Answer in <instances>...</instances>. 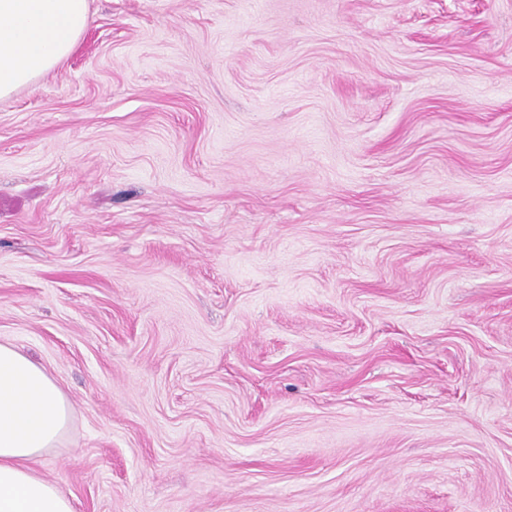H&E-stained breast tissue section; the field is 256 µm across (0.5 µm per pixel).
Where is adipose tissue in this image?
Instances as JSON below:
<instances>
[{
	"instance_id": "obj_1",
	"label": "adipose tissue",
	"mask_w": 512,
	"mask_h": 512,
	"mask_svg": "<svg viewBox=\"0 0 512 512\" xmlns=\"http://www.w3.org/2000/svg\"><path fill=\"white\" fill-rule=\"evenodd\" d=\"M91 24L89 0H0V99L61 65ZM72 405L40 364L0 343V512H73L37 462L68 430Z\"/></svg>"
}]
</instances>
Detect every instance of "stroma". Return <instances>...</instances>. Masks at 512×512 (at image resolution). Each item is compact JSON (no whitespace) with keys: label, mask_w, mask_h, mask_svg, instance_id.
I'll return each instance as SVG.
<instances>
[{"label":"stroma","mask_w":512,"mask_h":512,"mask_svg":"<svg viewBox=\"0 0 512 512\" xmlns=\"http://www.w3.org/2000/svg\"><path fill=\"white\" fill-rule=\"evenodd\" d=\"M0 101V343L74 512H512V0H90Z\"/></svg>","instance_id":"stroma-1"}]
</instances>
